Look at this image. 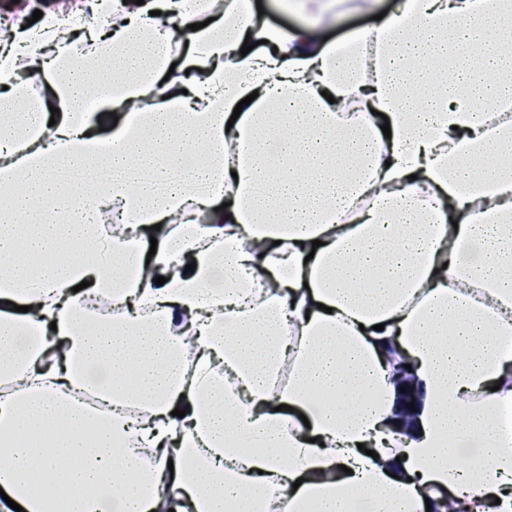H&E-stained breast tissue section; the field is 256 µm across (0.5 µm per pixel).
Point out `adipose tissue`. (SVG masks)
I'll return each mask as SVG.
<instances>
[{
  "label": "adipose tissue",
  "instance_id": "1",
  "mask_svg": "<svg viewBox=\"0 0 512 512\" xmlns=\"http://www.w3.org/2000/svg\"><path fill=\"white\" fill-rule=\"evenodd\" d=\"M378 5L292 0L287 33L238 0H93L83 37L0 32V469L25 512H512V0L314 34ZM376 15L378 14L371 16L357 14L344 15L339 19L335 26L317 30L316 36L319 39H324V37L329 36L328 41H340L353 30L375 24L376 20H372V17Z\"/></svg>",
  "mask_w": 512,
  "mask_h": 512
}]
</instances>
